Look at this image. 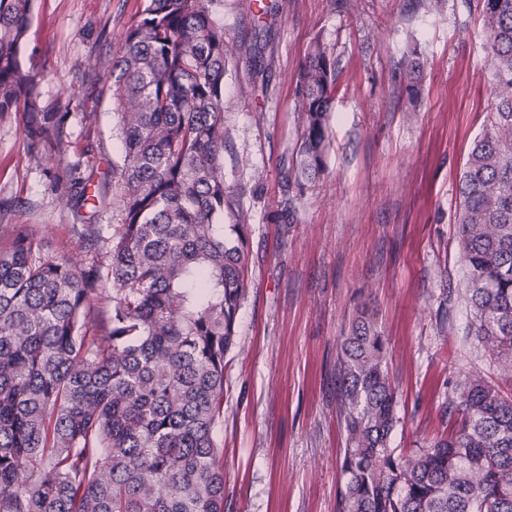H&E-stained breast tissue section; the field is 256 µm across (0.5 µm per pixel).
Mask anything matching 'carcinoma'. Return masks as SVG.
I'll use <instances>...</instances> for the list:
<instances>
[{
  "instance_id": "1",
  "label": "carcinoma",
  "mask_w": 512,
  "mask_h": 512,
  "mask_svg": "<svg viewBox=\"0 0 512 512\" xmlns=\"http://www.w3.org/2000/svg\"><path fill=\"white\" fill-rule=\"evenodd\" d=\"M33 0H0V119L25 118L48 189L108 204L61 161L69 113L46 112L20 46ZM490 112L460 174L464 300L512 372V0H480ZM224 0H145L112 56L122 142L117 229L75 224L81 259L0 200V512H224V358L246 295L248 227L224 183ZM336 61L314 42L296 82L302 131L280 217L325 170ZM230 224H224V219ZM387 339L362 318L336 364L337 512H512V394L465 378L448 436L390 447Z\"/></svg>"
}]
</instances>
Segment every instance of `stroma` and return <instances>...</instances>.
<instances>
[{
	"instance_id": "35a3bbf8",
	"label": "stroma",
	"mask_w": 512,
	"mask_h": 512,
	"mask_svg": "<svg viewBox=\"0 0 512 512\" xmlns=\"http://www.w3.org/2000/svg\"><path fill=\"white\" fill-rule=\"evenodd\" d=\"M143 0H34L25 65L40 103L69 112L67 162L109 197L122 162L108 75ZM236 58L224 74V180L249 225L247 291L224 368V512H336L343 481L336 361L368 312L398 388L392 447L410 453L447 430L458 381L500 383L461 297L458 181L488 113L491 71L479 0H252L219 15ZM336 61L326 171L278 219L282 171L298 146L295 82L313 39ZM418 51L419 106L407 109L404 56ZM18 118L0 120V199L37 224L46 253L75 256L72 207L30 159Z\"/></svg>"
}]
</instances>
